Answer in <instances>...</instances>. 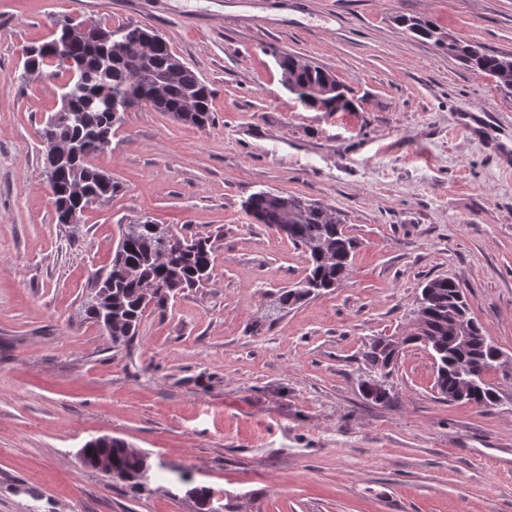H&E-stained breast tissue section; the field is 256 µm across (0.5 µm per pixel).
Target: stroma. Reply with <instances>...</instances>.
<instances>
[{
	"mask_svg": "<svg viewBox=\"0 0 512 512\" xmlns=\"http://www.w3.org/2000/svg\"><path fill=\"white\" fill-rule=\"evenodd\" d=\"M512 53V0H0V512H512V369L451 403L402 345L424 283L458 281L512 357V100L397 23ZM68 17L158 31L212 92L196 127L125 113L95 165L118 185L56 221L39 131L61 79L18 80ZM332 71L353 107L288 92L274 56ZM336 208L357 242L335 290L283 311L305 255L243 208L258 191ZM210 238L203 287L150 305L129 343L85 313L126 225ZM401 348L367 399L373 339ZM109 436L153 466L134 493L79 451Z\"/></svg>",
	"mask_w": 512,
	"mask_h": 512,
	"instance_id": "35a3bbf8",
	"label": "stroma"
}]
</instances>
